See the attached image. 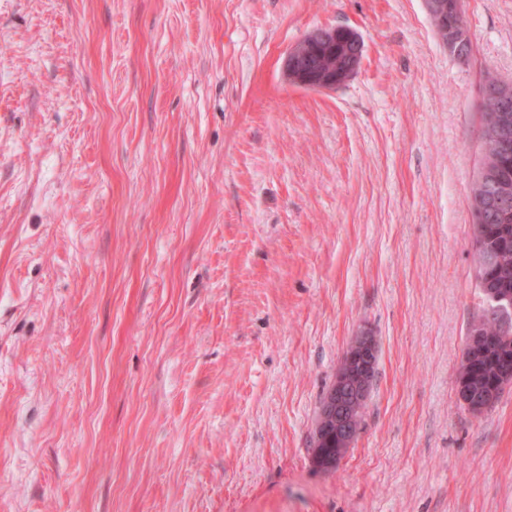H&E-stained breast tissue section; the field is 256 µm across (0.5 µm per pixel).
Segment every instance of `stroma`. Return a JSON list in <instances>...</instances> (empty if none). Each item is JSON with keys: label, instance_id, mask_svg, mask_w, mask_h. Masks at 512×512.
Segmentation results:
<instances>
[{"label": "stroma", "instance_id": "35a3bbf8", "mask_svg": "<svg viewBox=\"0 0 512 512\" xmlns=\"http://www.w3.org/2000/svg\"><path fill=\"white\" fill-rule=\"evenodd\" d=\"M0 0V512H512V385L455 374L512 0ZM355 75L292 86L318 27ZM379 346L335 470L311 434ZM344 36L345 27L316 28L291 47L284 65L288 82L313 90H330L347 82L357 71L364 55V44L360 38H356L354 44L358 63L346 64L345 58L340 56L336 60L330 54L326 58H319L314 51L316 47L334 49L336 42H340ZM329 60L331 63H328ZM501 103L494 89L483 87V119H484V154L482 165L485 170L495 168L499 155L498 146V116L501 113ZM377 355V340L367 329L360 330L354 336L352 346L343 354L333 385L324 397L312 434V457L317 467L322 468L323 463L319 459L328 453L329 448H333L317 439H322L327 433L336 432L341 446L336 454V461L332 463L336 465L357 439L361 427L355 413L363 408L358 414L362 423L365 410L363 406L370 394Z\"/></svg>", "mask_w": 512, "mask_h": 512}]
</instances>
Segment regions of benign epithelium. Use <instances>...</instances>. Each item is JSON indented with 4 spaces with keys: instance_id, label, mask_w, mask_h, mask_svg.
Masks as SVG:
<instances>
[{
    "instance_id": "obj_1",
    "label": "benign epithelium",
    "mask_w": 512,
    "mask_h": 512,
    "mask_svg": "<svg viewBox=\"0 0 512 512\" xmlns=\"http://www.w3.org/2000/svg\"><path fill=\"white\" fill-rule=\"evenodd\" d=\"M345 36V28L323 27L312 30L306 38L296 43L288 51L285 60V75L294 86L330 90L347 82L357 71L358 62L364 55L361 39L355 41L357 62L347 63L343 57L330 55L319 58L317 47H336ZM378 344L372 332L363 329L354 337L340 361L333 385L324 397L322 409L315 423L316 438L326 434H336L340 440L336 462H341L345 451L357 439L361 427L356 412L367 403L374 375Z\"/></svg>"
}]
</instances>
